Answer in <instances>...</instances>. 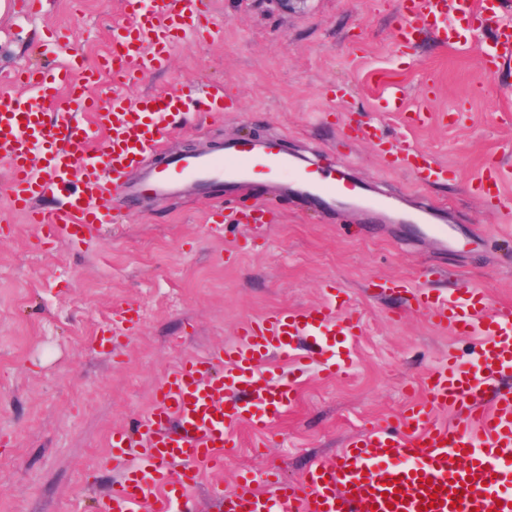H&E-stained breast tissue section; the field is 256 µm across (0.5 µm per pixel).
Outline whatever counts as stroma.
Here are the masks:
<instances>
[{
  "label": "stroma",
  "instance_id": "1",
  "mask_svg": "<svg viewBox=\"0 0 512 512\" xmlns=\"http://www.w3.org/2000/svg\"><path fill=\"white\" fill-rule=\"evenodd\" d=\"M0 13V71L38 67L53 57L50 30L65 29L87 58L106 53L110 19L121 0H41L24 15L20 0ZM219 28L209 43L175 45L168 68L150 73L129 98L222 81L228 111L179 127L166 151L207 150L242 135L283 136L303 154L346 159L360 179L390 194L450 209L454 244L339 208L317 216L298 202L243 187L225 208L247 211L268 201L278 222L212 229L216 200L144 197L112 200L115 228L84 243L48 235L10 214L0 160V512H90V494L121 481L103 468L113 429L132 424L152 404L167 370L184 355L224 347L238 322L280 307L314 306L330 286L343 288L362 319L347 351L348 371L324 372L328 348H316L293 407L267 432L237 430L222 472L193 491L198 512H216L213 487L237 490L248 479L268 492L269 476L300 480L331 460L349 438L396 423L448 351L468 358L478 339L456 336L406 309L403 291L382 294L372 278H399L448 291L456 276L484 290L490 305L512 304V183L501 201L474 194L484 162L512 166V60L482 68L483 45L460 55L420 42L399 54L393 33L398 0H212ZM385 71L410 94L432 85L431 123L411 136L448 166L445 181L421 185L389 167L368 142L346 139L349 121L371 120ZM466 104L464 122L441 112ZM139 320L127 343L113 347L98 324L112 306Z\"/></svg>",
  "mask_w": 512,
  "mask_h": 512
}]
</instances>
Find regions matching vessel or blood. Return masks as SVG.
Wrapping results in <instances>:
<instances>
[{
    "label": "vessel or blood",
    "mask_w": 512,
    "mask_h": 512,
    "mask_svg": "<svg viewBox=\"0 0 512 512\" xmlns=\"http://www.w3.org/2000/svg\"><path fill=\"white\" fill-rule=\"evenodd\" d=\"M125 17L114 27L111 51L94 64L56 39L68 57L66 67L29 73L25 81L33 103L0 96V159L9 166L13 209L30 223L71 242L82 241L112 221V197H178L213 190L232 194L239 185L268 183L271 192L301 199L319 211L343 205L376 215L391 224L421 225L429 236L448 237L446 210L426 202L405 205L381 194L377 186L344 168H326L296 154L277 137L233 138L223 148L201 154H173L159 169L147 159L160 152L185 113L224 111V87L217 83L146 93L130 99L126 85L166 66L171 48L188 37L212 36L207 0H124ZM433 36L458 51L485 38V71L512 57V15L497 0H484L474 15L470 0H399L394 39L400 51ZM112 81L105 101L88 91L103 78ZM376 112L401 111L409 95L394 77L377 81ZM109 149L86 152L99 133ZM392 167L422 182L445 179L447 165L435 154L401 138L390 153ZM512 169L484 168L472 183L475 193L499 198ZM63 197L58 210L37 202ZM266 206L249 213H216L212 224H269ZM411 307L434 325L455 335L479 337L466 365L448 358L430 372L424 398L409 407L398 428H381L347 443L331 461L310 470L301 481H272L260 494L249 486L233 492L214 489L217 512H512V492L501 486L504 466L512 467V392L484 395L499 376L512 373V306L489 307L480 288L455 279L450 293L405 285ZM360 318L348 299L329 293L326 302L308 307H278L241 321L237 336L223 348L183 358L160 380L151 409L128 429L113 430L109 464L135 449L141 467L95 500L93 512H196L190 494L206 468L224 465L241 424L266 428L295 403L298 380L277 379L272 359L287 360L303 336L350 340ZM454 412L451 425L437 414ZM435 506H426L429 497Z\"/></svg>",
    "instance_id": "vessel-or-blood-1"
}]
</instances>
